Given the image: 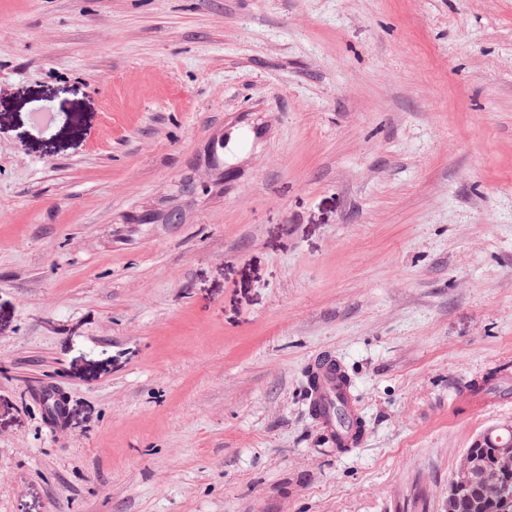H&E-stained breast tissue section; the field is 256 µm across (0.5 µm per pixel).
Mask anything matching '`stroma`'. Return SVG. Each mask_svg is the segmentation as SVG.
I'll return each mask as SVG.
<instances>
[{
    "instance_id": "1",
    "label": "stroma",
    "mask_w": 512,
    "mask_h": 512,
    "mask_svg": "<svg viewBox=\"0 0 512 512\" xmlns=\"http://www.w3.org/2000/svg\"><path fill=\"white\" fill-rule=\"evenodd\" d=\"M510 423L512 0H0V512H448ZM307 375L309 411L325 437L343 448L357 446L364 432L358 433L356 428L361 416L353 401L350 384L344 377L343 366L331 355L321 354L309 364ZM336 403L344 405L350 418V428L337 425Z\"/></svg>"
}]
</instances>
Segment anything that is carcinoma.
Returning <instances> with one entry per match:
<instances>
[{"label":"carcinoma","instance_id":"carcinoma-1","mask_svg":"<svg viewBox=\"0 0 512 512\" xmlns=\"http://www.w3.org/2000/svg\"><path fill=\"white\" fill-rule=\"evenodd\" d=\"M473 473L471 490L448 504V512H512V468L495 465L494 449L476 445L464 453Z\"/></svg>","mask_w":512,"mask_h":512}]
</instances>
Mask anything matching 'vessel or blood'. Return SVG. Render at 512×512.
<instances>
[{"label": "vessel or blood", "instance_id": "1", "mask_svg": "<svg viewBox=\"0 0 512 512\" xmlns=\"http://www.w3.org/2000/svg\"><path fill=\"white\" fill-rule=\"evenodd\" d=\"M309 411L325 437L337 446H357L362 435L355 424L360 419L345 371L331 355L317 356L308 366Z\"/></svg>", "mask_w": 512, "mask_h": 512}]
</instances>
